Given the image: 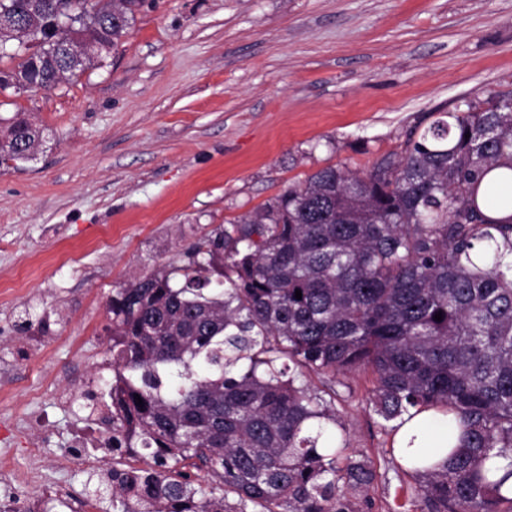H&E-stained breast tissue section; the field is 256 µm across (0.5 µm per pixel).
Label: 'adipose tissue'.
I'll list each match as a JSON object with an SVG mask.
<instances>
[{
  "instance_id": "1",
  "label": "adipose tissue",
  "mask_w": 512,
  "mask_h": 512,
  "mask_svg": "<svg viewBox=\"0 0 512 512\" xmlns=\"http://www.w3.org/2000/svg\"><path fill=\"white\" fill-rule=\"evenodd\" d=\"M392 446L400 462L414 456L419 469L440 468L449 457L447 416L433 409L418 412L395 432Z\"/></svg>"
}]
</instances>
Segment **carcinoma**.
Segmentation results:
<instances>
[{
    "mask_svg": "<svg viewBox=\"0 0 512 512\" xmlns=\"http://www.w3.org/2000/svg\"><path fill=\"white\" fill-rule=\"evenodd\" d=\"M144 6L0 0L113 51ZM53 37L0 57L11 78L0 93L52 90L60 73L105 65L103 54L68 66ZM40 140L23 113L0 117V158L26 161ZM499 169L496 182L512 180L510 93L440 113L366 175L322 168L216 227L187 264L115 290L121 460L92 496H110L112 512H369L375 473L334 437L336 390L306 381L369 370L384 422L426 408L457 421L446 466L415 471L426 512H512L493 464L512 476V221L488 217L479 196Z\"/></svg>",
    "mask_w": 512,
    "mask_h": 512,
    "instance_id": "cac0c4a2",
    "label": "carcinoma"
}]
</instances>
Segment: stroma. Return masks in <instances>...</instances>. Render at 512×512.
<instances>
[{
  "mask_svg": "<svg viewBox=\"0 0 512 512\" xmlns=\"http://www.w3.org/2000/svg\"><path fill=\"white\" fill-rule=\"evenodd\" d=\"M510 92L512 0H147L106 66L0 95V116L43 131L0 165V512H108L87 492L112 467L115 289L324 167L366 174L438 113ZM372 387L335 384L372 512H425Z\"/></svg>",
  "mask_w": 512,
  "mask_h": 512,
  "instance_id": "35a3bbf8",
  "label": "stroma"
}]
</instances>
